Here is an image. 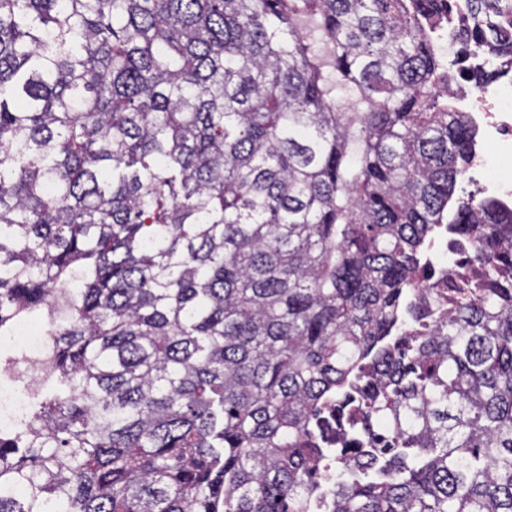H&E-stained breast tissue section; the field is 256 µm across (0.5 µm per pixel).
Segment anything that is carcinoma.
<instances>
[{
    "label": "carcinoma",
    "instance_id": "1",
    "mask_svg": "<svg viewBox=\"0 0 512 512\" xmlns=\"http://www.w3.org/2000/svg\"><path fill=\"white\" fill-rule=\"evenodd\" d=\"M444 2L0 0V336L66 314L0 512H512V212L456 193ZM439 245L427 250L422 256V263L428 267L444 288L443 296L439 301L444 309L448 310V281L456 284L460 278L475 277L477 270L467 263V258L452 244V237H448L447 224H440ZM447 288V289H446Z\"/></svg>",
    "mask_w": 512,
    "mask_h": 512
}]
</instances>
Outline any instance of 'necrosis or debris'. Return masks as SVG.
<instances>
[{
    "label": "necrosis or debris",
    "instance_id": "necrosis-or-debris-1",
    "mask_svg": "<svg viewBox=\"0 0 512 512\" xmlns=\"http://www.w3.org/2000/svg\"><path fill=\"white\" fill-rule=\"evenodd\" d=\"M469 22L467 0H453L451 11L439 14L426 32L446 67L441 89L475 131L466 185L474 195L512 210V175L499 172L500 161L512 158V57L458 43V31ZM422 262L443 285L477 274L453 245L444 224L439 227L438 246L427 250ZM52 340L50 326H36L25 318L13 322L10 349L16 372L0 375V435L26 420L31 391L46 374Z\"/></svg>",
    "mask_w": 512,
    "mask_h": 512
}]
</instances>
